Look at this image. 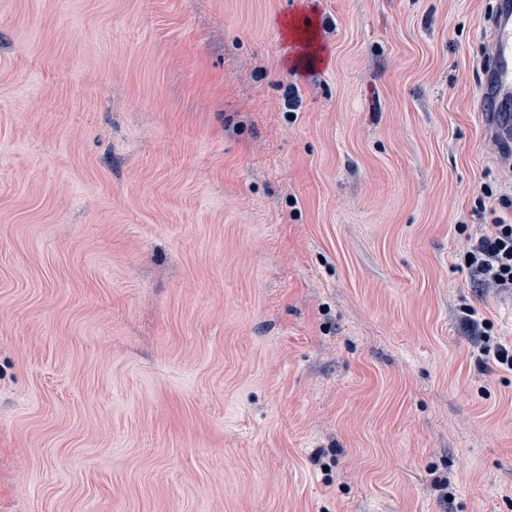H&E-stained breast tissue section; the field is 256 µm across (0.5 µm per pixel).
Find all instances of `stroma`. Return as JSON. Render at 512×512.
Segmentation results:
<instances>
[{"mask_svg":"<svg viewBox=\"0 0 512 512\" xmlns=\"http://www.w3.org/2000/svg\"><path fill=\"white\" fill-rule=\"evenodd\" d=\"M493 0H0V512H512ZM456 254L462 267L485 288L512 293V224L494 219L479 224ZM467 256L471 257L468 263ZM481 336H484L485 345L482 348V354L484 356H490L492 354L493 362L495 365L503 370L512 371V345L503 344L501 342H495L492 345L489 344L490 336L487 332H483Z\"/></svg>","mask_w":512,"mask_h":512,"instance_id":"stroma-1","label":"stroma"}]
</instances>
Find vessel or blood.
<instances>
[{
    "label": "vessel or blood",
    "mask_w": 512,
    "mask_h": 512,
    "mask_svg": "<svg viewBox=\"0 0 512 512\" xmlns=\"http://www.w3.org/2000/svg\"><path fill=\"white\" fill-rule=\"evenodd\" d=\"M479 111L505 162H512V0H495L486 33Z\"/></svg>",
    "instance_id": "1"
}]
</instances>
